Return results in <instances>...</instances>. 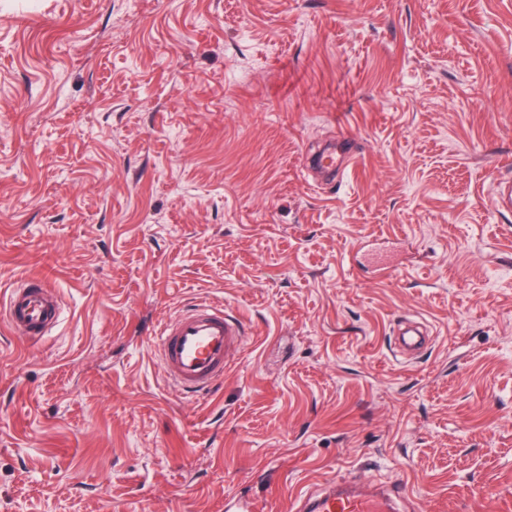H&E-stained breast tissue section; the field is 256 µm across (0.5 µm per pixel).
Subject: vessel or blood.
Listing matches in <instances>:
<instances>
[{
	"label": "vessel or blood",
	"mask_w": 512,
	"mask_h": 512,
	"mask_svg": "<svg viewBox=\"0 0 512 512\" xmlns=\"http://www.w3.org/2000/svg\"><path fill=\"white\" fill-rule=\"evenodd\" d=\"M61 317V305L52 287L40 277L25 279L11 289L6 302L10 331L28 342L47 336ZM242 322L223 305L201 302L159 327L156 348L170 382L190 393L213 389L224 369L244 346ZM298 512H399L396 498L356 491L351 482L328 484L322 493H305Z\"/></svg>",
	"instance_id": "b4317fda"
}]
</instances>
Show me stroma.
I'll list each match as a JSON object with an SVG mask.
<instances>
[{
	"label": "stroma",
	"mask_w": 512,
	"mask_h": 512,
	"mask_svg": "<svg viewBox=\"0 0 512 512\" xmlns=\"http://www.w3.org/2000/svg\"><path fill=\"white\" fill-rule=\"evenodd\" d=\"M506 179L512 0H0V300L62 303L0 319V512H512ZM200 301L248 341L191 395L154 340ZM52 288L43 278L31 277L11 289L6 320L13 334L27 342H37L52 331L62 311ZM380 503L386 508H382ZM299 512H400L397 499L374 492L363 493L353 489L350 481L327 485L322 493L306 492L297 501Z\"/></svg>",
	"instance_id": "1"
}]
</instances>
